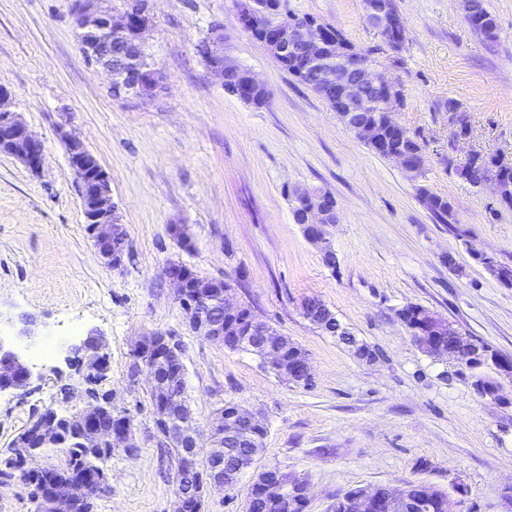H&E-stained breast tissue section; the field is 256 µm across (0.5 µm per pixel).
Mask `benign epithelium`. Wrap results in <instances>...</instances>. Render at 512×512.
Segmentation results:
<instances>
[{
	"mask_svg": "<svg viewBox=\"0 0 512 512\" xmlns=\"http://www.w3.org/2000/svg\"><path fill=\"white\" fill-rule=\"evenodd\" d=\"M104 0H71L70 12L77 30L80 48L91 64L102 67L110 77V91L117 100L129 98L145 99L154 96L164 88L165 76L161 70L148 62L144 33L151 20L149 0H126L127 8L114 14L104 8ZM366 20L393 36L387 41L397 51L406 35L403 17L393 6L392 0H364ZM222 36L216 35L212 44L202 49L205 65L222 86H233L244 90L241 100L246 101L266 90V86L249 70L234 60L224 57L221 50ZM267 51L281 64L293 60L300 64L302 75L308 83L316 86L321 93L335 100L336 110L343 124L353 126L365 136L369 128V109L375 104L384 106V118L391 138H375L372 148L383 158L397 162L406 172L419 176L423 169V156L406 147L411 139L409 130L394 119L402 109V88L399 82L381 72L373 57L352 49L341 38L321 22L305 16H285L274 32L263 40ZM13 96L7 88L0 86V153L8 154L32 170L41 166L43 144L39 137L12 110ZM448 116L454 126L453 143L469 138L471 126L468 115L455 100L448 101ZM57 134L66 145L68 162L73 169L85 217V224L94 239L100 255L111 268L123 263L125 234L112 201L111 180L97 158L73 133L57 127ZM484 176L477 186H493L498 197H503L502 186L496 173V163L480 161ZM295 209L302 215L304 234L307 239L320 246L325 260L336 264V253L327 241L323 228L335 214L333 197L320 196L308 190L294 191ZM485 264L493 268L494 276L502 283L512 285V268L495 263L484 255ZM166 282L174 287V297L183 308L188 328L198 336H204L217 343H224V318H233L236 342L255 340L262 351V359L279 376L292 382L308 381L311 377L307 357H302L288 369L284 363L285 336L278 333L266 322L252 320L243 322L241 303L234 299V292L221 288L216 281L194 274L182 264L167 266L164 273ZM303 315L336 336L347 345L354 346L348 331L341 325L334 313L322 302L308 299L303 304ZM413 340L425 352L443 356L452 352L463 354L466 367H478L482 363L493 365L500 376H512V358H507L487 346H480L471 337L454 330L448 323L431 312L422 309L416 314ZM86 354V365L90 372L104 375L109 364L105 344L100 336H88L81 345ZM182 344L172 335L155 334L151 339L142 338L132 353L128 377L138 380L147 373L152 390L160 397L158 412L154 415L153 429L149 438L156 440L167 432L180 456L193 460L200 451L197 442L199 426L193 412L185 402L171 397V390L164 377L165 365L181 359ZM31 377V370L22 357L0 343V392L24 387ZM475 390L496 397L499 384L480 375L472 377ZM121 411L112 407V397L93 402L80 410L87 423L80 436V447L91 452H102L104 447L124 448L135 451L142 438L132 424L101 428L99 417L107 412ZM210 447L205 449L207 465L198 470L191 465L184 466L178 476L175 489V512H201L207 493L212 487L230 489L239 481L248 467L240 458L231 455V449L224 447V412L217 410L210 421ZM38 433L44 445L53 447L59 443L60 428L56 419L48 417L40 421ZM14 447L22 466L29 470L41 467V454L28 447L25 437L15 439ZM102 484H109L108 471L96 468L91 475L68 472L54 482L52 495L39 500L38 512H63L72 502H84L88 494V478ZM255 482L269 502H276L287 496L307 499V486L301 481L285 482L284 474L275 468H268L256 474ZM441 501L444 512L449 508V494L428 483H421L414 492H402L388 486L375 489L359 487L345 498L350 512H375L382 507L386 512H421L423 505L430 501Z\"/></svg>",
	"mask_w": 512,
	"mask_h": 512,
	"instance_id": "benign-epithelium-1",
	"label": "benign epithelium"
}]
</instances>
